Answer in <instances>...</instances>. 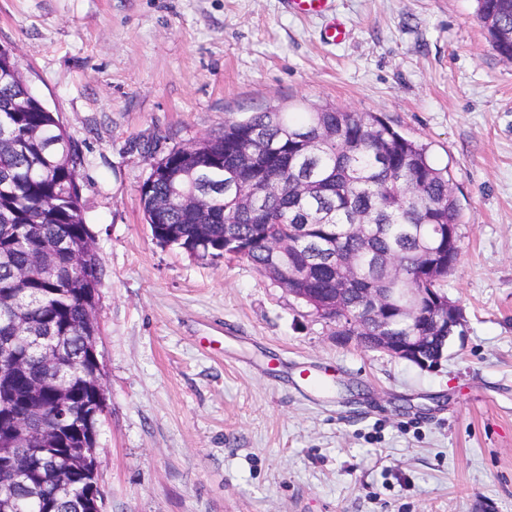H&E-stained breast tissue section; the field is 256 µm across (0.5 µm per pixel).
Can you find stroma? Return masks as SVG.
<instances>
[{
	"label": "stroma",
	"instance_id": "stroma-1",
	"mask_svg": "<svg viewBox=\"0 0 512 512\" xmlns=\"http://www.w3.org/2000/svg\"><path fill=\"white\" fill-rule=\"evenodd\" d=\"M334 4L339 44L284 0H0V44L84 157L105 512H512V60L476 0ZM324 105L382 114L448 170L442 290L465 322L434 370L337 340L247 260L144 221V144Z\"/></svg>",
	"mask_w": 512,
	"mask_h": 512
}]
</instances>
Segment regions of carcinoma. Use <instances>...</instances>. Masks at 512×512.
<instances>
[{"mask_svg":"<svg viewBox=\"0 0 512 512\" xmlns=\"http://www.w3.org/2000/svg\"><path fill=\"white\" fill-rule=\"evenodd\" d=\"M477 11L492 12L499 30L512 31V0H479ZM316 122L334 137L274 167L247 156L240 142L246 131L258 129L267 144L283 147L286 155L291 137L314 134ZM82 161L58 115L28 88L14 53L0 47V336L12 335L9 327L18 309L46 335L64 337L66 354H84L82 364L47 376L42 396L45 421L53 428L47 440L50 458L74 484L82 479L74 469L81 440L76 427L66 430L57 423L56 407L62 398L78 409L94 402L88 372L95 358L85 349V337L100 332L98 323L89 322L99 301L88 300L86 293L100 287L105 275L80 204L76 169ZM152 167V181L140 191V202L153 239L200 258L224 256L227 230L234 239L253 244L245 258L261 272L270 262L266 242L292 239L297 248L288 256L300 263L306 252L323 253L318 240L332 230L336 256L356 259L353 302L360 300L361 289L382 287L387 256L397 260L410 288L439 287L458 258L455 247L448 246V235L456 232L461 218L449 191L448 170L431 161L425 145L374 113L336 108L254 112L224 120L221 134L190 149L175 147ZM256 167L278 183L275 192L254 185L266 212L264 224L237 211L235 199L224 191V170ZM305 179L317 183L316 192H297ZM226 211L235 212L227 225L221 223ZM363 215L373 221L364 237L354 229ZM60 242L66 247L55 252L58 279L33 274L16 284L17 272L31 269ZM338 277L337 266L324 262L310 268L308 287L331 294ZM56 351L52 340L22 346L28 375L43 377V361ZM15 415L16 408L0 405V463L12 454L6 431ZM13 494L20 512H42L27 485H15Z\"/></svg>","mask_w":512,"mask_h":512,"instance_id":"carcinoma-1","label":"carcinoma"}]
</instances>
